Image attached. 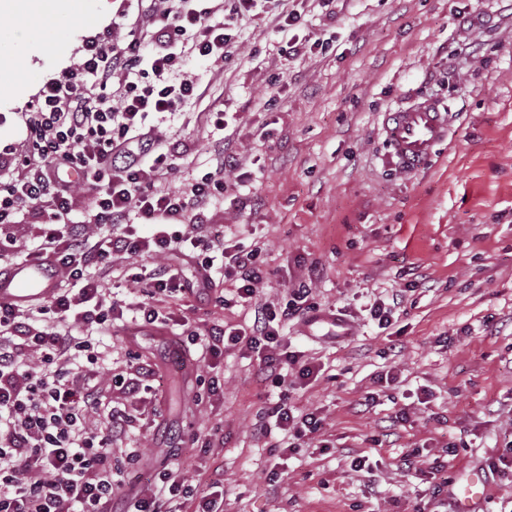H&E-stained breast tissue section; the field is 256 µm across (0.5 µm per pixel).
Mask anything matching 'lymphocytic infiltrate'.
<instances>
[{
  "instance_id": "1",
  "label": "lymphocytic infiltrate",
  "mask_w": 512,
  "mask_h": 512,
  "mask_svg": "<svg viewBox=\"0 0 512 512\" xmlns=\"http://www.w3.org/2000/svg\"><path fill=\"white\" fill-rule=\"evenodd\" d=\"M151 2L133 21L144 38L124 41L110 33L89 41L80 64L47 81L22 113L26 144L0 155V170L14 174L0 187V231L21 215L37 219L40 249L66 283L38 308L0 305V512H113L121 474L112 464V443L133 427L142 384L138 372L127 373L121 398L108 397L94 365L98 336L124 314L101 278L124 262L142 256L155 261L140 279L138 325H169L157 300L180 285L177 258L190 266L194 288L211 292L231 283V295H218V302L230 299L253 310L251 324L211 328L196 349H183L184 357L197 360L241 344L256 353L261 373L278 383L292 373L302 380L314 374L280 334L282 322L304 314L308 289H297L282 313L272 312L256 299L265 278L256 251L230 245L203 221L225 174L240 168L228 143L216 144L214 171L171 191L160 181L182 153L146 123L197 92L182 73L178 46L184 35H195L192 53L224 59L230 26L251 12L255 0ZM81 183L96 203L91 230L67 221ZM185 220L189 232L174 230V222ZM140 223L148 235L138 233ZM96 415L104 425L93 423ZM273 415L259 427L262 436L278 431L299 439L323 427L316 413H296L284 396ZM193 495L201 512H224L222 495H199L180 463L169 461L159 485L149 495L127 498L122 512H183Z\"/></svg>"
}]
</instances>
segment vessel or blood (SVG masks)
Listing matches in <instances>:
<instances>
[{"instance_id":"vessel-or-blood-1","label":"vessel or blood","mask_w":512,"mask_h":512,"mask_svg":"<svg viewBox=\"0 0 512 512\" xmlns=\"http://www.w3.org/2000/svg\"><path fill=\"white\" fill-rule=\"evenodd\" d=\"M384 133L391 161L400 168L414 170L430 160L436 146L447 140V114L433 102H418L386 113ZM58 284L54 264L34 258L16 264L7 276H0V303L25 307L47 301L56 293ZM487 484V474L480 471L451 483L448 495L453 512H482Z\"/></svg>"}]
</instances>
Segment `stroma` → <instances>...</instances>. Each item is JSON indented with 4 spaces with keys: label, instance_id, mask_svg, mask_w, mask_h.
Wrapping results in <instances>:
<instances>
[{
    "label": "stroma",
    "instance_id": "stroma-1",
    "mask_svg": "<svg viewBox=\"0 0 512 512\" xmlns=\"http://www.w3.org/2000/svg\"><path fill=\"white\" fill-rule=\"evenodd\" d=\"M117 0H89L96 24L61 28L65 59L40 53L31 19L0 14V150L26 137L21 112L43 84L75 67L118 19ZM296 10L306 55L278 31ZM226 59L188 55L197 96L150 115L189 154L164 178L179 189L214 171L227 139L242 167L206 211L267 272L258 300L282 311L299 286L311 310L283 328L317 377L264 378L252 352L230 347L185 374L168 364L170 330L120 325L102 337L100 381L144 363L154 371L116 440L122 496L157 484L166 456L219 472L224 512H450L442 489L512 451V0H258L230 28ZM432 100L450 135L414 171L386 161L383 112ZM224 127L216 129V112ZM399 296L390 325L368 308ZM166 307L190 329L247 324L213 293H176ZM343 314L350 332L330 323ZM220 389H213V382ZM316 412L322 430L290 450L257 431L279 397ZM224 442L205 448L213 428ZM370 456L371 473L350 469Z\"/></svg>",
    "mask_w": 512,
    "mask_h": 512
}]
</instances>
